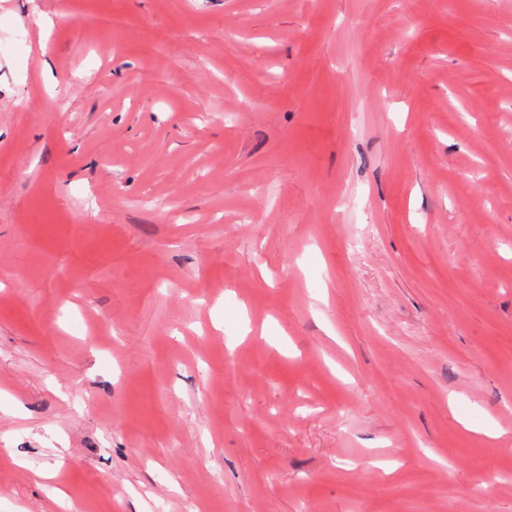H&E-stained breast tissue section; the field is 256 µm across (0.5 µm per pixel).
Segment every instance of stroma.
<instances>
[{"instance_id": "stroma-1", "label": "stroma", "mask_w": 512, "mask_h": 512, "mask_svg": "<svg viewBox=\"0 0 512 512\" xmlns=\"http://www.w3.org/2000/svg\"><path fill=\"white\" fill-rule=\"evenodd\" d=\"M17 32L0 512H512V0Z\"/></svg>"}]
</instances>
